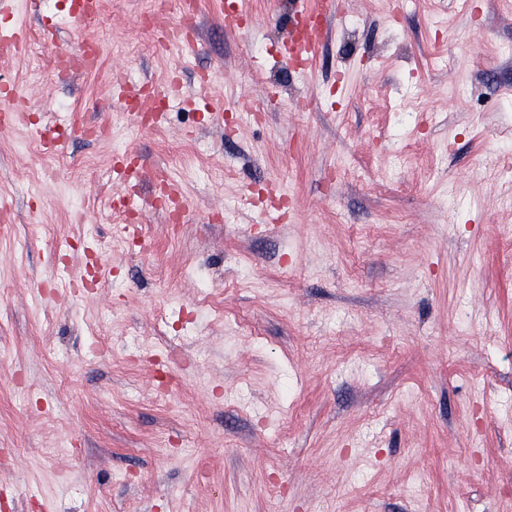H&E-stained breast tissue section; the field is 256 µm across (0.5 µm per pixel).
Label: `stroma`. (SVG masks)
Listing matches in <instances>:
<instances>
[{
	"label": "stroma",
	"mask_w": 512,
	"mask_h": 512,
	"mask_svg": "<svg viewBox=\"0 0 512 512\" xmlns=\"http://www.w3.org/2000/svg\"><path fill=\"white\" fill-rule=\"evenodd\" d=\"M155 2L49 42L59 0L18 9L0 60L37 116L0 132V512H512V8L336 0L302 73L298 0H202L166 52ZM85 39L97 69L58 72ZM117 73L183 95L136 128ZM124 148L186 201L171 224L136 189L132 248ZM14 0L0 2V52L4 57L18 56L25 52L27 30L13 20ZM316 23L304 35L298 34L295 30V36L285 54L287 60L302 70H305L314 61L316 50L323 38V28L317 20Z\"/></svg>",
	"instance_id": "obj_1"
}]
</instances>
